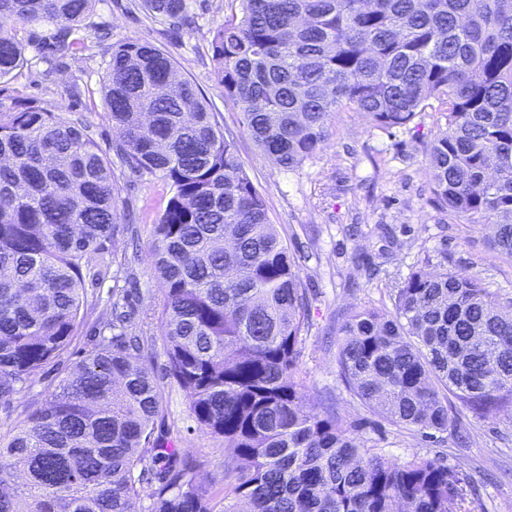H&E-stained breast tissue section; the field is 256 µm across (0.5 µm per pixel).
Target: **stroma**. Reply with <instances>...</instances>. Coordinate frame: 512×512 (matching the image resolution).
<instances>
[{
    "label": "stroma",
    "instance_id": "obj_1",
    "mask_svg": "<svg viewBox=\"0 0 512 512\" xmlns=\"http://www.w3.org/2000/svg\"><path fill=\"white\" fill-rule=\"evenodd\" d=\"M188 4L190 22L173 30L148 18L139 0H94L87 20L88 51L59 68L40 58L50 28L32 26L23 34L29 64L18 71L13 87L47 103L65 119L87 120L90 135L112 163L119 193L115 221L130 227L108 247L117 255L134 252L138 258L132 273L115 271L88 289L87 312L59 363L38 372L10 405L0 404V446L8 444L16 427L27 421L66 370L98 342L97 318L109 308L113 292L131 288L132 323L150 338L144 354L156 370L166 364L162 341L155 336L161 292L149 247L167 188L154 174L129 172L116 153L118 135L111 121L96 108L108 45L138 39L169 52L177 76L197 86L225 137L234 140L246 173L266 200L272 223L299 265L312 298L303 353L307 410L319 413L324 403H333L391 461L434 454V445L420 434L390 425L349 396L336 376L339 329L351 308L389 305L390 291L411 270L426 264L435 272L467 273L491 290L512 294V257L490 249L489 225L467 224L436 209L420 146L435 133L427 115H418L405 131L377 127L358 112L336 113L316 157L293 171L278 167L244 133L239 108L225 100L214 75L211 32L230 15L232 0ZM159 385L163 430L183 455L199 463L205 485L223 488L229 450L198 428L177 384L164 378ZM462 426L468 441L456 448L455 455L488 478L479 499L466 500L467 512H512V417L502 414L485 420L467 415Z\"/></svg>",
    "mask_w": 512,
    "mask_h": 512
}]
</instances>
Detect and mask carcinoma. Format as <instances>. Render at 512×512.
<instances>
[{
	"label": "carcinoma",
	"mask_w": 512,
	"mask_h": 512,
	"mask_svg": "<svg viewBox=\"0 0 512 512\" xmlns=\"http://www.w3.org/2000/svg\"><path fill=\"white\" fill-rule=\"evenodd\" d=\"M94 0H0V400L21 393L73 341L84 271L108 276L117 189L83 120L10 87L28 64L21 29L54 28L51 55L89 49ZM212 31L214 74L244 132L283 169L315 157L335 112L405 128L424 144L438 206L490 224L512 257V0H238ZM172 27L186 0H142ZM102 109L131 173L169 187L151 257L163 304L166 376L199 428L224 439V509L199 464L155 434L160 388L126 297L100 341L0 447V512H466L473 475L442 454L388 460L328 407L304 406L311 301L266 202L194 84L149 42L112 46ZM392 310L355 308L336 355L350 396L433 439L459 413L512 414V296L454 271L413 270Z\"/></svg>",
	"instance_id": "carcinoma-1"
}]
</instances>
